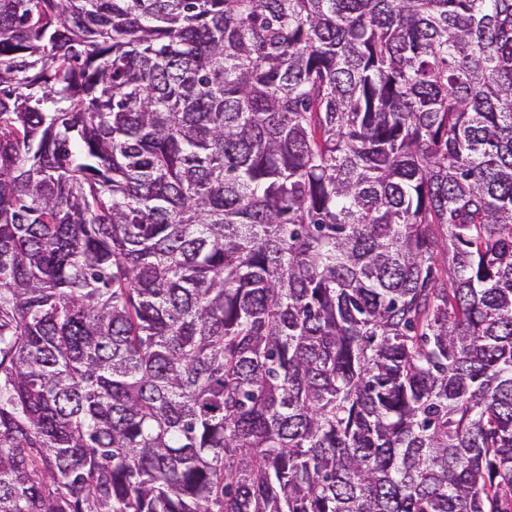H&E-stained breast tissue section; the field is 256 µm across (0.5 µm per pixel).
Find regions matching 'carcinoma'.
Returning <instances> with one entry per match:
<instances>
[{"instance_id": "1", "label": "carcinoma", "mask_w": 512, "mask_h": 512, "mask_svg": "<svg viewBox=\"0 0 512 512\" xmlns=\"http://www.w3.org/2000/svg\"><path fill=\"white\" fill-rule=\"evenodd\" d=\"M512 0H0V512H504Z\"/></svg>"}]
</instances>
